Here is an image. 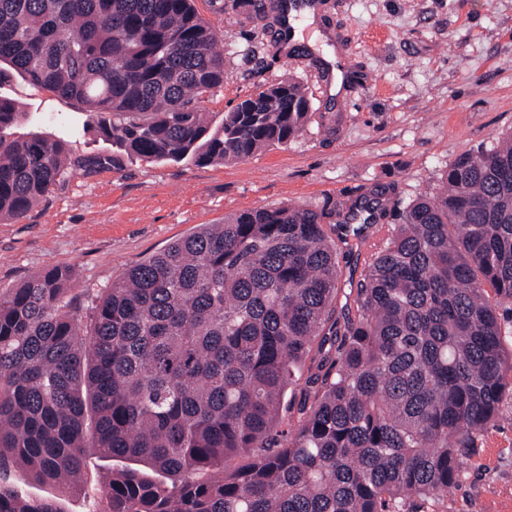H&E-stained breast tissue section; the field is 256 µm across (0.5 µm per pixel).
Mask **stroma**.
<instances>
[{
    "label": "stroma",
    "instance_id": "stroma-1",
    "mask_svg": "<svg viewBox=\"0 0 512 512\" xmlns=\"http://www.w3.org/2000/svg\"><path fill=\"white\" fill-rule=\"evenodd\" d=\"M259 0H194L224 49V86L205 102L222 112L259 85L293 77L313 95L306 131L288 145L231 165L148 164L68 177L19 222L0 223V289L37 271L73 269L76 302L133 265L225 216L290 203L331 212L375 186L407 199L439 186L457 156L512 131V0H325L301 23L297 53L283 54L273 12ZM337 52L348 90L318 81ZM0 94L23 102L19 131L64 141L76 154L110 149L79 107L21 77ZM86 479L73 489L14 467L8 481L57 501L62 512H98L100 476L112 460L86 451ZM434 512H512V420L476 438L461 481Z\"/></svg>",
    "mask_w": 512,
    "mask_h": 512
}]
</instances>
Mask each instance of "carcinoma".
Returning <instances> with one entry per match:
<instances>
[{
    "mask_svg": "<svg viewBox=\"0 0 512 512\" xmlns=\"http://www.w3.org/2000/svg\"><path fill=\"white\" fill-rule=\"evenodd\" d=\"M80 105L108 155L16 129L0 95V222L124 160L233 164L285 146L308 87L265 84L216 122L224 52L193 0H0V81ZM413 199L235 213L127 269L90 308L73 272L0 289V470L75 485L126 462L103 512H414L512 402V132ZM392 214L393 224L379 219ZM380 233L365 252V233ZM336 236H331V233ZM348 252L361 278L343 293ZM0 512H61L0 478Z\"/></svg>",
    "mask_w": 512,
    "mask_h": 512,
    "instance_id": "obj_1",
    "label": "carcinoma"
}]
</instances>
